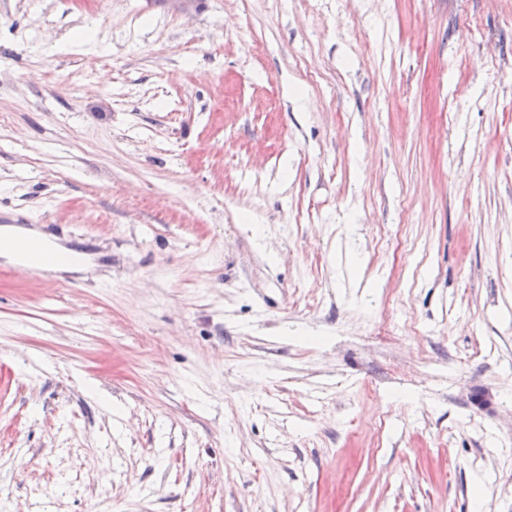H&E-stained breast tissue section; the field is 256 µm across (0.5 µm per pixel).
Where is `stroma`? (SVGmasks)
<instances>
[{"label":"stroma","mask_w":512,"mask_h":512,"mask_svg":"<svg viewBox=\"0 0 512 512\" xmlns=\"http://www.w3.org/2000/svg\"><path fill=\"white\" fill-rule=\"evenodd\" d=\"M2 224L0 512H512V0H0Z\"/></svg>","instance_id":"obj_1"}]
</instances>
